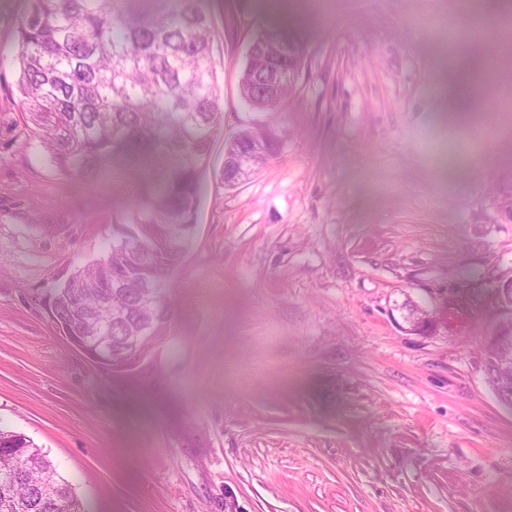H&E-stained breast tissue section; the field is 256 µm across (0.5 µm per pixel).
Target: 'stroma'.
<instances>
[{
    "instance_id": "35a3bbf8",
    "label": "stroma",
    "mask_w": 512,
    "mask_h": 512,
    "mask_svg": "<svg viewBox=\"0 0 512 512\" xmlns=\"http://www.w3.org/2000/svg\"><path fill=\"white\" fill-rule=\"evenodd\" d=\"M28 0H0V113L18 117ZM224 130L169 296L128 379L73 349L38 295L101 258L137 174L60 172L0 127V427L43 448L87 512H512V409L487 383L512 277V0H206ZM307 34L274 111L238 79L268 27ZM479 30L470 41V30ZM493 62L465 126L460 53ZM274 129L224 188V140ZM433 315L408 332L400 306ZM267 129L271 131L272 135L263 128H244L245 133L241 134L240 130L238 132L240 134L236 140L226 143L229 145L228 147L231 152L238 149H244L247 151V155L249 157V173L247 177L258 171L274 154L276 136L269 127H267ZM255 143H261L263 148L261 150H256L254 148ZM502 306L507 312V318L502 321L491 337V345L498 346L502 340L512 337V277L496 290Z\"/></svg>"
}]
</instances>
